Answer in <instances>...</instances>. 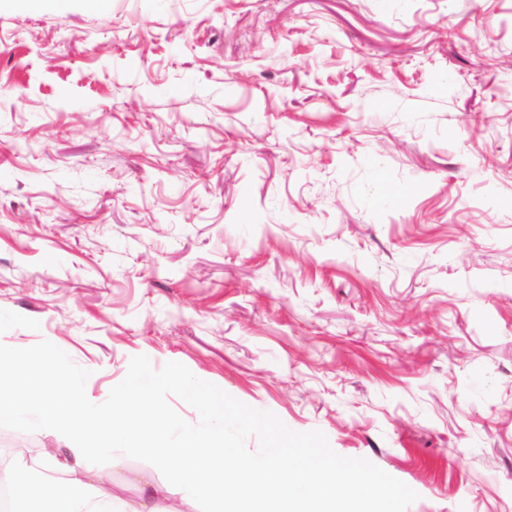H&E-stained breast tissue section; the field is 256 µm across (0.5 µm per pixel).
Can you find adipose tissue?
Instances as JSON below:
<instances>
[{
    "label": "adipose tissue",
    "instance_id": "obj_1",
    "mask_svg": "<svg viewBox=\"0 0 512 512\" xmlns=\"http://www.w3.org/2000/svg\"><path fill=\"white\" fill-rule=\"evenodd\" d=\"M88 371L63 351L21 354L0 344V426L49 429L69 439L66 476L50 482V498L35 512H112L113 496L90 492L83 466L90 452L110 455L113 465L125 456L148 455L155 467H182L181 492L215 502L219 512H351L338 500L340 487L389 503L405 489L368 485L365 475L312 448L287 427H269L268 446L243 458L232 445V432L246 428L249 411L226 408L223 395L201 382L159 376L151 364L133 369L104 415L85 389ZM175 387L198 413L188 428L155 400L157 390ZM294 461L288 470L286 461Z\"/></svg>",
    "mask_w": 512,
    "mask_h": 512
}]
</instances>
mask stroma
I'll return each instance as SVG.
<instances>
[{
	"label": "stroma",
	"instance_id": "35a3bbf8",
	"mask_svg": "<svg viewBox=\"0 0 512 512\" xmlns=\"http://www.w3.org/2000/svg\"><path fill=\"white\" fill-rule=\"evenodd\" d=\"M509 56L512 0H0V341L409 490L358 512H512Z\"/></svg>",
	"mask_w": 512,
	"mask_h": 512
}]
</instances>
